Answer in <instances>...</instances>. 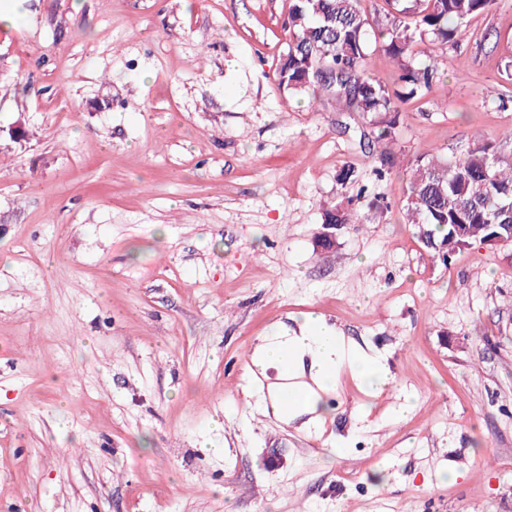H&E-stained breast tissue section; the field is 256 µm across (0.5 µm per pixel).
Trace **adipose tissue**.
<instances>
[{
  "label": "adipose tissue",
  "instance_id": "adipose-tissue-1",
  "mask_svg": "<svg viewBox=\"0 0 512 512\" xmlns=\"http://www.w3.org/2000/svg\"><path fill=\"white\" fill-rule=\"evenodd\" d=\"M253 363L261 372L278 375L285 367H292L301 379L298 389L303 395L301 401L285 409L267 402L264 395H257L258 413L288 422L303 417L311 426L322 420L318 411L320 392L333 381L338 369H347L360 384L374 391L387 388L393 380L382 355L339 344L334 330L313 324L303 325L292 333L264 337L256 347Z\"/></svg>",
  "mask_w": 512,
  "mask_h": 512
}]
</instances>
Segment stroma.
<instances>
[{
	"label": "stroma",
	"instance_id": "obj_1",
	"mask_svg": "<svg viewBox=\"0 0 512 512\" xmlns=\"http://www.w3.org/2000/svg\"><path fill=\"white\" fill-rule=\"evenodd\" d=\"M289 6L0 0V512H512V245L431 261L369 116L279 85ZM438 55L409 156L512 128V0ZM316 318L392 384L254 418L244 355Z\"/></svg>",
	"mask_w": 512,
	"mask_h": 512
}]
</instances>
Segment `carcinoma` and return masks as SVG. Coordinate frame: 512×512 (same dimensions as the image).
<instances>
[{
	"label": "carcinoma",
	"mask_w": 512,
	"mask_h": 512,
	"mask_svg": "<svg viewBox=\"0 0 512 512\" xmlns=\"http://www.w3.org/2000/svg\"><path fill=\"white\" fill-rule=\"evenodd\" d=\"M288 27L292 39L277 71L281 86L295 92L313 90L344 111L375 115L378 133L370 147L377 151L379 174L405 168L409 175L403 214L418 228L431 257L444 264L455 253L487 244L490 224H512V154L474 140L459 155L435 149L414 153L402 166L403 152L391 147L398 112L430 90L438 56L427 53L424 76L411 65L415 47L443 46L462 34L474 15L490 10L495 0H381L385 24L370 37V22L361 0H291ZM395 62L401 90L365 70L370 49ZM323 223H353V215L335 208Z\"/></svg>",
	"instance_id": "carcinoma-1"
}]
</instances>
